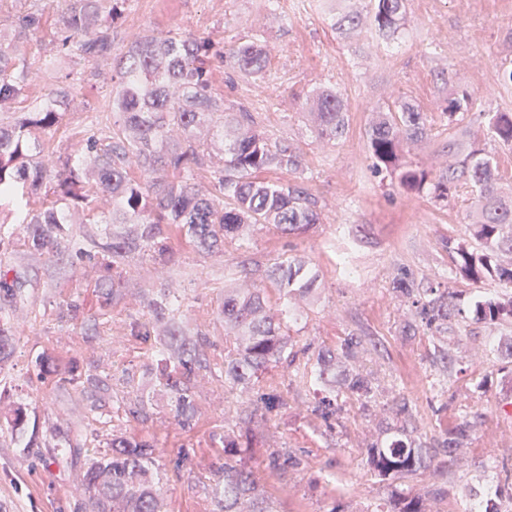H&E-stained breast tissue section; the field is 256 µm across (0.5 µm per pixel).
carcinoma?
I'll list each match as a JSON object with an SVG mask.
<instances>
[{
	"label": "carcinoma",
	"instance_id": "obj_1",
	"mask_svg": "<svg viewBox=\"0 0 512 512\" xmlns=\"http://www.w3.org/2000/svg\"><path fill=\"white\" fill-rule=\"evenodd\" d=\"M132 0H63L54 49L56 61L78 58L96 63L112 56V28L130 9ZM405 0H373L367 14L346 13L341 22L351 32L369 28L381 37L395 36L404 24ZM42 17L35 11L16 12L11 26L15 37L39 31ZM229 59L239 73L264 77L267 56L251 41L228 50L208 37L167 33L146 36L120 57L112 75V97L91 116L82 130L78 161L60 164L39 160L38 137L55 132L66 112V92L20 110L12 105L26 100L34 62L14 45L0 48V200H10L26 224L24 248L13 242V225L0 224V371L12 354L13 312L31 298L38 265L66 253L74 260H93L103 267L98 284L99 317L125 298L124 280L136 257L149 256L165 266L172 258L171 238L177 233L193 241L205 254L224 252L227 241L243 249L251 228L274 224L285 234H298L320 223L315 199L300 187L271 185L258 178L269 168L297 173L303 156L290 146H272L259 132L250 113L224 112V101L211 92L216 65ZM473 95L467 91L448 96L444 115L448 125L464 122ZM347 105L336 91L321 90L312 103L317 138L341 139L347 129ZM488 133L497 144L512 149V113L488 116ZM368 146L375 172L397 179L407 192L426 194L435 201H449L460 190L471 196V210L464 235L448 238V255L457 276L496 282L501 292L485 295L465 308L447 288L433 285L417 292L412 274L404 270L395 280L398 295L412 299L422 324L437 332L472 317L489 325L512 324V192L505 191L494 157L482 149L462 152L454 139L445 149L450 163L436 179L407 160L404 147L426 140L430 128L415 103L397 98L376 111L370 123ZM224 150V166H210L211 149ZM135 163L145 178L129 177ZM210 174L211 190L199 188L201 173ZM112 199V213L95 220L99 195ZM99 222L110 228H89ZM235 286L224 289L219 308L224 333L235 344L224 348V364L209 370L202 348L206 332L186 318L177 297L166 289L139 291L140 304L149 318L127 324L128 335L144 346V374L153 376L169 396L170 413L182 430L195 426L193 380L200 371L224 380V384L253 398V410L271 413L279 408L278 387L261 384V374L288 360L299 384L312 383L320 394L314 412L324 421L341 411L340 393L351 392L364 411L375 402L372 378L357 367L365 339L350 334L335 349L322 348L296 363L288 352L289 337L281 321L266 307L263 289L248 283L245 270ZM267 277L283 299L311 297L319 274L299 258L277 262ZM60 315L76 323L83 315L79 298L62 304ZM36 377L60 376V381L81 383L94 392L108 390L96 374L79 370L70 360L62 365L43 353L35 361ZM27 419L23 407L14 408L0 424L10 436L22 431ZM413 419L407 403H401L390 422L378 423V434L367 448V465L380 479L403 478L430 470L436 450L448 457L469 443L473 423L463 420L444 437L427 443L410 437ZM44 448H63L77 468L87 497L76 512H159L163 477L155 448L122 438L109 442V452L81 459L88 439L69 426L55 424L40 440ZM255 438L238 429L224 431V468L211 486L216 512H277L245 459L252 455ZM302 459L290 453L272 452L267 467L279 473L297 470ZM501 481L481 492L473 491L460 512H500L499 503L512 491V465L497 464ZM374 512H426L423 498L403 491L393 493L384 507Z\"/></svg>",
	"mask_w": 512,
	"mask_h": 512
}]
</instances>
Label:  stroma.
<instances>
[{"label":"stroma","instance_id":"1","mask_svg":"<svg viewBox=\"0 0 512 512\" xmlns=\"http://www.w3.org/2000/svg\"><path fill=\"white\" fill-rule=\"evenodd\" d=\"M32 8L42 13V30L29 37V55L52 56L54 26L62 0H7L0 7V33L12 36L10 16ZM368 11V0H137L135 13L117 26L112 54L121 56L134 41L159 32L208 36L230 46L251 39L267 51L263 79H244L231 66L215 69L212 92L223 98L228 112L248 108L257 129L277 145H290L304 159L303 170L263 172V180L296 185L316 198L321 224L302 234H283L271 224L255 226L250 247L240 251L226 243L220 255L202 254L186 238L171 241L172 260L166 267L140 258L132 265L125 301L114 307L108 322L94 323L96 263H72L57 257L49 269L55 285L35 287L31 302L15 315L14 353L0 371V403L26 405L29 430L0 440V512H74L84 497L76 472L65 460H54L48 449L29 447L30 431H45L62 421L85 433L123 434L157 447L159 461L189 449L190 465L180 478L168 479L163 512H213L210 486L224 463V430L235 426L247 410L246 397L215 379L196 384V426L181 431L169 413L165 393L146 388L149 418L131 414L135 396L115 382L122 370H137L144 360L142 345L129 340L125 324L141 314L137 292L142 288H174L190 315L207 334L204 353L210 364L224 357V322L217 309L224 298L227 264L247 260L250 280L264 288L271 314L283 300L265 277L274 262L302 256L320 275L314 299L298 302L300 318L290 326L295 348H333L349 334L362 336L366 349L359 366L379 388L372 413H364L355 395L343 393L342 410L333 425L314 411L313 388L292 381L285 367L270 369L281 384V408L255 416L258 444L248 464L265 487L277 512H365L387 499L396 488L423 495L428 512H458L470 488L497 481L493 460L512 462V374L498 358L482 356L485 346H507L512 328L475 321L448 330L450 364L435 353V333L418 323L410 301L396 296L392 282L409 270L418 288L438 281L456 292L462 304L474 294L495 293L489 279L473 282L453 277L446 239L461 235L470 209L468 195L450 203L404 192L396 179L372 171L367 130L375 109L404 96L418 104L431 135L409 146L407 156L422 168L438 172L448 140L479 147L498 162V171L512 185V150L487 135V115L512 112V84L501 76L512 68V0H406L407 23L397 37L374 33L346 35L335 28L348 10ZM110 61L92 64L74 58L61 64L70 87L62 125L45 138L47 152L66 157L75 142L70 130L112 90ZM336 90L348 107V128L336 142L322 143L308 117L313 93ZM474 96L464 123L449 126L443 113L456 91ZM79 297L84 326L61 319L64 300ZM414 334H405L406 324ZM96 371L110 381L96 413L84 414L81 389L60 386L56 377L33 379L41 352ZM406 401L418 414L414 437L432 441L467 418L474 424L464 469H452L449 496L430 497L428 475L379 480L366 465V448L377 435L380 419L391 416L396 402ZM300 456L299 469L270 474L269 452Z\"/></svg>","mask_w":512,"mask_h":512}]
</instances>
